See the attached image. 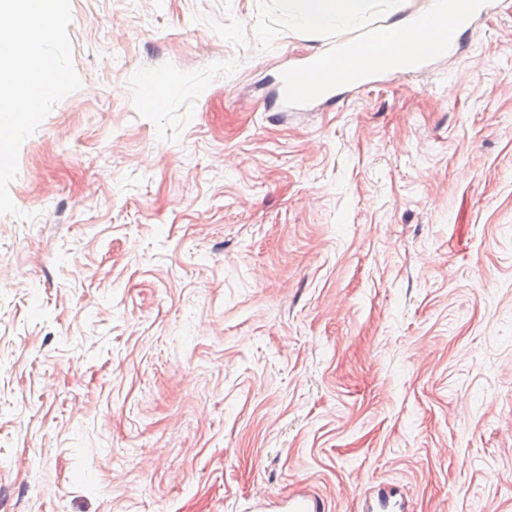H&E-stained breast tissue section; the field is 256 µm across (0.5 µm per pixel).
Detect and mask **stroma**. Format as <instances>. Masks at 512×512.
I'll list each match as a JSON object with an SVG mask.
<instances>
[{
	"mask_svg": "<svg viewBox=\"0 0 512 512\" xmlns=\"http://www.w3.org/2000/svg\"><path fill=\"white\" fill-rule=\"evenodd\" d=\"M0 216V512H512V0L283 112L255 0H71ZM254 509L260 512L266 509H285L287 512H319L320 504L316 497L303 495L300 498H289L287 501L280 503V505L270 507H263L262 504L258 503Z\"/></svg>",
	"mask_w": 512,
	"mask_h": 512,
	"instance_id": "obj_1",
	"label": "stroma"
}]
</instances>
